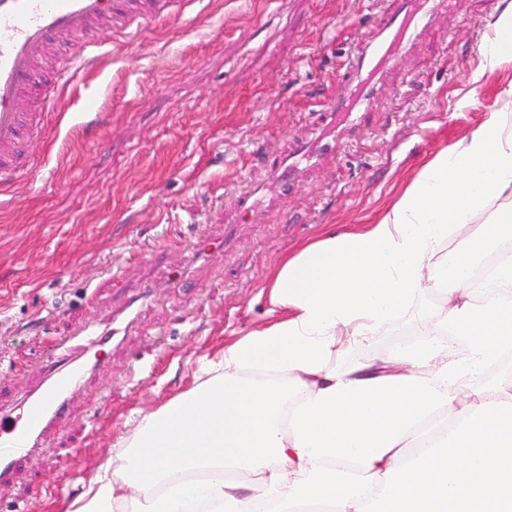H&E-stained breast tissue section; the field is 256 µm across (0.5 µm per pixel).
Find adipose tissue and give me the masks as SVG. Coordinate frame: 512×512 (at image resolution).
<instances>
[{"instance_id": "ef3b65f1", "label": "adipose tissue", "mask_w": 512, "mask_h": 512, "mask_svg": "<svg viewBox=\"0 0 512 512\" xmlns=\"http://www.w3.org/2000/svg\"><path fill=\"white\" fill-rule=\"evenodd\" d=\"M491 252L499 294L481 299L471 271ZM440 283L416 340L342 361ZM269 288L280 318L142 414L68 512H512V375L484 376L512 353V88L377 223L303 246Z\"/></svg>"}]
</instances>
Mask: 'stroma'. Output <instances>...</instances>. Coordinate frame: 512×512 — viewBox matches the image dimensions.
<instances>
[{
	"label": "stroma",
	"instance_id": "stroma-1",
	"mask_svg": "<svg viewBox=\"0 0 512 512\" xmlns=\"http://www.w3.org/2000/svg\"><path fill=\"white\" fill-rule=\"evenodd\" d=\"M390 0H188L143 22L44 105L38 163L0 190V410L9 411L104 314L135 306L126 335L34 451L0 442L20 473L0 512H64L139 414L192 391L202 359L277 318L279 261L327 232L378 221L442 150L500 109L512 59L483 46L500 0H450L336 154L274 192L263 223L228 224L251 169L310 138L347 55ZM95 111H85L86 102ZM223 244L224 265L197 251ZM441 307L420 291L354 362L389 358Z\"/></svg>",
	"mask_w": 512,
	"mask_h": 512
}]
</instances>
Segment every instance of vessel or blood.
I'll use <instances>...</instances> for the list:
<instances>
[{
  "instance_id": "b4317fda",
  "label": "vessel or blood",
  "mask_w": 512,
  "mask_h": 512,
  "mask_svg": "<svg viewBox=\"0 0 512 512\" xmlns=\"http://www.w3.org/2000/svg\"><path fill=\"white\" fill-rule=\"evenodd\" d=\"M383 23L357 43L341 91L320 114L323 135L316 144L295 143L288 156L264 163L252 177L254 194L241 198L235 223L258 224L262 194L269 185L293 186L319 156L334 153L357 128L360 112L381 97L391 72L430 28L443 24L446 0H392ZM184 0H0V185H9L34 159L29 145L36 135L35 99L54 100L65 84L95 61L93 36L129 29L146 19H167L181 12ZM78 38L82 55L65 54L51 68L43 62L53 45ZM96 360L74 355L55 368L8 416H0V438L34 448L53 425L60 408Z\"/></svg>"
}]
</instances>
